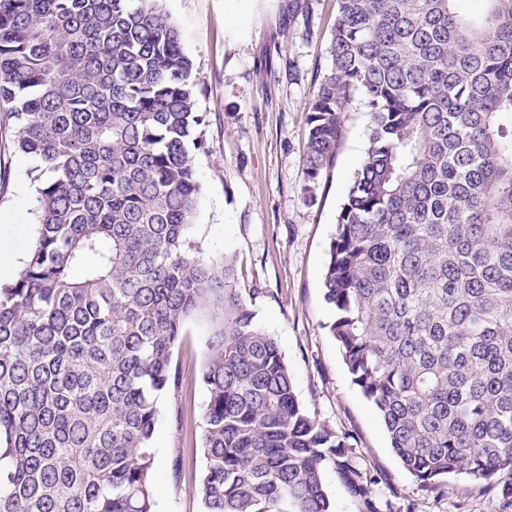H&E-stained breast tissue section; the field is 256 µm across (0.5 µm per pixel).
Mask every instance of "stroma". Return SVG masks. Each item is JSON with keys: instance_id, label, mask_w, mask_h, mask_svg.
<instances>
[{"instance_id": "1", "label": "stroma", "mask_w": 512, "mask_h": 512, "mask_svg": "<svg viewBox=\"0 0 512 512\" xmlns=\"http://www.w3.org/2000/svg\"><path fill=\"white\" fill-rule=\"evenodd\" d=\"M192 61L195 109L205 117L193 237L213 257L234 261V284L255 324L275 337L296 394L310 415L347 436L348 456L374 477L353 495L335 464L323 472L335 512H512V474L491 484L448 479L422 492L393 454L377 413L351 383L326 325L321 290L336 212L367 148L369 116L352 98L336 159L314 203L303 194L309 103L331 67L336 0H164ZM15 127L0 107V236L33 238L32 159L13 147ZM210 325L187 322L175 347L176 393L164 396L152 473L155 512H201V382Z\"/></svg>"}]
</instances>
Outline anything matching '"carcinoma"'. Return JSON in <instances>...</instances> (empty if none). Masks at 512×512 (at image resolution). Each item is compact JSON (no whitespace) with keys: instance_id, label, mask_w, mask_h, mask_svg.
<instances>
[{"instance_id":"obj_1","label":"carcinoma","mask_w":512,"mask_h":512,"mask_svg":"<svg viewBox=\"0 0 512 512\" xmlns=\"http://www.w3.org/2000/svg\"><path fill=\"white\" fill-rule=\"evenodd\" d=\"M310 105L304 197L345 105L366 159L336 216L327 325L420 491L512 472V0H337ZM163 0H0V103L31 178L34 242L0 282V512H155L153 435L174 347L213 322L202 512H335L347 438L299 402L234 264L194 241L204 148Z\"/></svg>"}]
</instances>
